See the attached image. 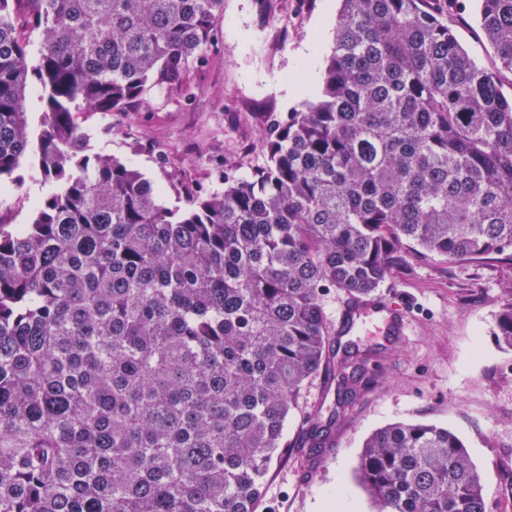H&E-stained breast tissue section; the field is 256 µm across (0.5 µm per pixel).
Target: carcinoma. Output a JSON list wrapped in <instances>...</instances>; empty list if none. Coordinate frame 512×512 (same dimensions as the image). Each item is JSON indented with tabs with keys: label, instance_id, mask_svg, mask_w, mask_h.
I'll list each match as a JSON object with an SVG mask.
<instances>
[{
	"label": "carcinoma",
	"instance_id": "1",
	"mask_svg": "<svg viewBox=\"0 0 512 512\" xmlns=\"http://www.w3.org/2000/svg\"><path fill=\"white\" fill-rule=\"evenodd\" d=\"M425 2L341 0L319 93L267 113L265 164L172 209L82 153L77 119L181 88L224 0H0V181L27 159L51 184L0 224V512H256L305 382L359 390L326 292L368 297L412 251L512 260V0H480L497 72ZM497 328L512 348V288ZM356 473L377 512H486L443 427L374 431Z\"/></svg>",
	"mask_w": 512,
	"mask_h": 512
}]
</instances>
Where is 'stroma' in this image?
Segmentation results:
<instances>
[{"instance_id":"obj_1","label":"stroma","mask_w":512,"mask_h":512,"mask_svg":"<svg viewBox=\"0 0 512 512\" xmlns=\"http://www.w3.org/2000/svg\"><path fill=\"white\" fill-rule=\"evenodd\" d=\"M477 0H456L448 17L453 34L479 65L496 54L477 22ZM339 0H224L208 60L193 65L185 88L155 91L138 112H91L79 122L86 152L133 164L159 190L165 206L181 205L185 191L222 189L225 165L263 166V121L268 112L299 109L292 82L318 85L309 62L329 54ZM18 182L0 185V224L29 223L34 201L47 190L28 165ZM512 287V261L451 263L410 252L377 293L401 298L410 310L403 336H374L357 326L344 342L381 352L348 406L327 447L301 438L336 400L327 374L303 387L288 418L291 449L275 459L258 512H376L355 469L365 439L393 422L451 430L465 445L481 478L488 512H512L504 495L512 461V349L494 337L496 313Z\"/></svg>"}]
</instances>
